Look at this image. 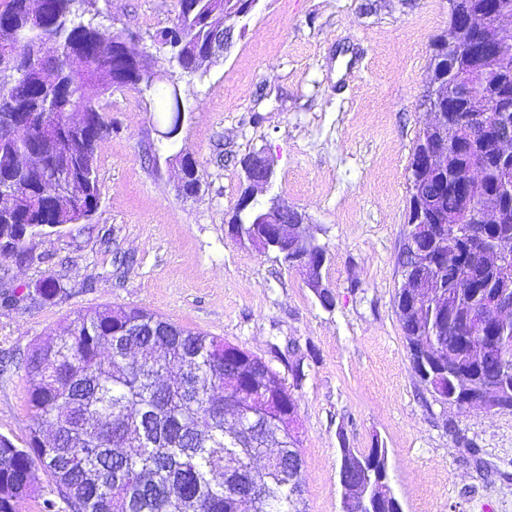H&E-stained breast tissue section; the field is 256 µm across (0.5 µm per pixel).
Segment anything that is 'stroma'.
<instances>
[{"label":"stroma","mask_w":512,"mask_h":512,"mask_svg":"<svg viewBox=\"0 0 512 512\" xmlns=\"http://www.w3.org/2000/svg\"><path fill=\"white\" fill-rule=\"evenodd\" d=\"M104 27L150 36L176 0H97ZM448 0H258L230 50L182 80L179 146L197 161L199 197L176 188L158 146L156 96L118 90L99 147L101 203L84 224L0 255L17 289L54 275L59 296L0 304V435L26 447L25 360L77 312L149 310L224 338L279 372L300 419L305 512H340V446L386 448L404 512H512V412L457 410L421 385L394 307L407 168L429 115L430 44ZM272 160V191L306 215L329 251L323 308L304 275L228 232L245 188L242 159ZM301 363L305 376L289 370Z\"/></svg>","instance_id":"1"}]
</instances>
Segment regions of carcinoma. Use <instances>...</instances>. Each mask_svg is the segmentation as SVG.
I'll return each mask as SVG.
<instances>
[{"instance_id":"obj_1","label":"carcinoma","mask_w":512,"mask_h":512,"mask_svg":"<svg viewBox=\"0 0 512 512\" xmlns=\"http://www.w3.org/2000/svg\"><path fill=\"white\" fill-rule=\"evenodd\" d=\"M39 13L31 0H7L0 9V40H8L10 58L0 54V113H16L14 133L0 139V184L8 181L15 198L11 224L0 223V238H15L16 253L26 241L15 232L44 222L42 202L50 200L60 222L79 211L98 209V149L112 133L102 101L112 95V71L87 73V45L105 51L121 30H107L94 16L96 0H46ZM225 0H177L172 26L154 39L177 50L180 67L203 50L209 26L224 19ZM53 44L56 75L39 67L41 48ZM431 62L443 83L448 65L467 70L458 49L448 51L442 38L432 43ZM483 91L512 113V71L488 77ZM451 113L458 145L448 170L430 177L431 211L463 216L469 201L455 189L457 163L479 161L483 179L474 193L512 209L502 186L512 182L492 142L512 128L485 119L488 141L471 137V112L464 98L440 101ZM494 245L512 250V222L486 225ZM501 286L494 255L462 260L448 248L438 270L417 284L421 302L433 307L435 330L415 328L410 315L398 312L413 369V346L429 341L451 370L419 377L440 402L453 386L478 395L512 373V347L489 349L486 295ZM48 275L25 298L48 300L63 293ZM239 347L224 339L193 332L153 312L105 304L80 312L58 334L36 343L26 361L30 419L28 447L0 435V512H22L35 492L36 470L43 467L57 493L74 512H170L180 501L187 512H303L304 472L293 480L274 471L272 454L300 451V441L278 431L277 420L296 408L292 393L270 370L267 398L240 397L224 375V359ZM236 419L229 425L227 411Z\"/></svg>"}]
</instances>
